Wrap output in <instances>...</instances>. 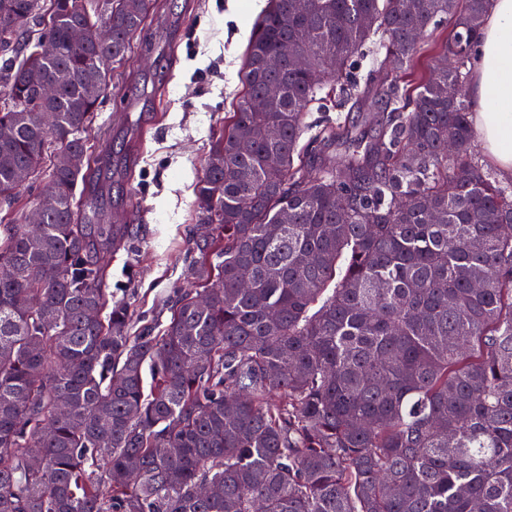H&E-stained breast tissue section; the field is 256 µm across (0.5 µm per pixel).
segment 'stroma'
Returning a JSON list of instances; mask_svg holds the SVG:
<instances>
[{"instance_id":"35a3bbf8","label":"stroma","mask_w":512,"mask_h":512,"mask_svg":"<svg viewBox=\"0 0 512 512\" xmlns=\"http://www.w3.org/2000/svg\"><path fill=\"white\" fill-rule=\"evenodd\" d=\"M248 0H152L141 34L112 66V92L100 103L87 134L94 162L87 181L98 195H82L90 224H127L131 245L107 252L112 301L145 323L165 325V301L187 277L194 239L204 231L194 208L213 133L241 93L246 43H232L238 26L253 28ZM310 121L352 127L350 139L325 146L336 165L362 154L378 127L373 115L324 100Z\"/></svg>"}]
</instances>
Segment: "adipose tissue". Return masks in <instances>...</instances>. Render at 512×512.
Masks as SVG:
<instances>
[{"label":"adipose tissue","instance_id":"adipose-tissue-1","mask_svg":"<svg viewBox=\"0 0 512 512\" xmlns=\"http://www.w3.org/2000/svg\"><path fill=\"white\" fill-rule=\"evenodd\" d=\"M469 95L474 130L488 161L512 177V0H491Z\"/></svg>","mask_w":512,"mask_h":512}]
</instances>
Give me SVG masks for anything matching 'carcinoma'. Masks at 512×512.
<instances>
[{"label":"carcinoma","instance_id":"obj_1","mask_svg":"<svg viewBox=\"0 0 512 512\" xmlns=\"http://www.w3.org/2000/svg\"><path fill=\"white\" fill-rule=\"evenodd\" d=\"M490 2L271 0L195 184V288L157 331L112 304L98 260L129 225L87 224L76 199L107 66L150 0H0V202L25 172L42 213L0 224V512H512V183L476 160L467 93ZM95 23L111 41L70 46ZM326 86L379 129L313 171L350 134L301 144Z\"/></svg>","mask_w":512,"mask_h":512}]
</instances>
